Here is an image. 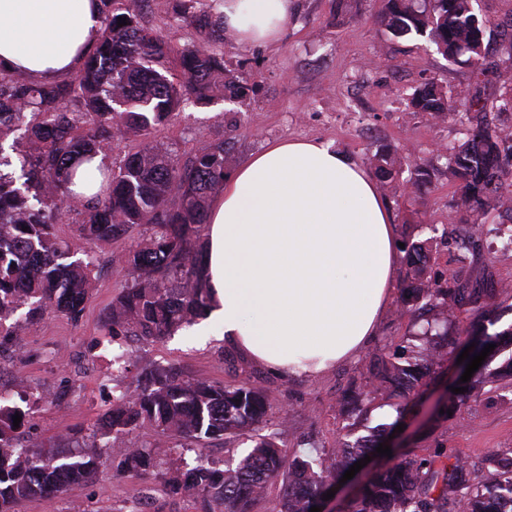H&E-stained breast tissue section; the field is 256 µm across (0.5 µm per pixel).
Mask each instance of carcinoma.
Here are the masks:
<instances>
[{
	"label": "carcinoma",
	"instance_id": "obj_1",
	"mask_svg": "<svg viewBox=\"0 0 512 512\" xmlns=\"http://www.w3.org/2000/svg\"><path fill=\"white\" fill-rule=\"evenodd\" d=\"M100 0L103 28L99 42L69 78L35 83L26 74L0 73V348L17 347L21 331L54 314L74 323L83 316L97 258L85 250L78 258L62 242L56 225L79 217V237L88 242L121 239L129 227L150 224L149 240L119 257L132 282L113 300L105 329L112 341L142 336L153 341L173 335L211 309L203 277V254L194 249L207 224L208 202L224 187V143L198 148L178 166L149 141L180 105L208 104L220 97L235 101L247 86L224 58L202 45L184 48L180 73L166 66L169 45L139 25L140 0ZM475 0H385L382 23L396 38L417 36L436 46L449 63L485 76L488 20L477 14ZM221 0H179L177 15L197 26L210 40L224 39L219 18ZM126 25L118 26V18ZM415 112L432 119L466 117L465 140L448 148V178L458 183L460 203L486 223L494 210H504L508 223L496 227L512 240V131L484 121L492 111H512V89L489 97L480 88L453 91L431 78L409 100ZM143 140L118 171L100 169L103 182L91 201L70 189L75 169L92 162L115 134ZM14 135L11 152L3 141ZM371 164L382 176L397 174L395 161L375 153ZM434 170L416 166L408 183L420 189L432 183ZM473 233L459 237L458 270L432 272V254L404 239L410 283L401 303L421 321L405 347L407 355L374 360L373 393L419 401L446 361V348L474 342L495 343L512 337V327L489 332L493 313L512 299L502 282L471 281L462 268L487 264L472 246ZM469 307L472 318L460 326L450 312ZM490 355L469 381L458 386V405L477 396L485 384L512 377V355L492 369ZM137 386L117 397L103 413L101 434L153 430L164 444L124 449L118 469L140 479L153 475L157 458L170 448L191 451L204 439L232 441L248 435L249 452L235 467L221 470L197 456L194 464L166 479L169 493L196 495L200 512H251L274 485H281L278 512H310L322 499L326 483L376 451L394 425L368 430L335 448L311 455L289 450L275 433L262 434L270 406L265 389L249 382L232 385L189 376L177 368H137ZM27 415L0 396V512H18L24 502L60 495L91 479L99 466L94 453L76 454L58 447L48 453L22 450L14 415ZM512 512V448L491 452L479 466L440 452L409 451L375 472L350 504V512Z\"/></svg>",
	"mask_w": 512,
	"mask_h": 512
}]
</instances>
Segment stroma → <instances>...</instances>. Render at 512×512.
I'll return each mask as SVG.
<instances>
[{"instance_id":"stroma-1","label":"stroma","mask_w":512,"mask_h":512,"mask_svg":"<svg viewBox=\"0 0 512 512\" xmlns=\"http://www.w3.org/2000/svg\"><path fill=\"white\" fill-rule=\"evenodd\" d=\"M175 7V0H143L139 23L164 35L178 51L202 37L196 27L178 20ZM477 8L490 22L486 37L492 59L507 57L512 40L499 36L497 27L512 21V0H478ZM383 9L384 0H297L282 41L265 46L213 44L212 52L223 55L247 84V96L186 106L151 134V142L169 150L181 165L201 144L223 142L230 172L269 144L288 139L332 143L364 166L373 154L385 151L395 158L399 173L395 179L379 180L378 186L399 234L419 241L449 222L465 228L470 216L459 207L458 187L447 176L434 179L420 193L405 192L410 166L443 167L434 144L451 146L462 139L457 125L412 112L406 99L428 78L461 88L472 74L448 64L424 39L394 38L379 21ZM151 233L149 225L140 224L121 240L95 245L98 264L79 322L45 316L27 336L24 356H16L11 348L0 352V389L30 391L35 401L33 414L21 428L23 444L45 450L60 445L66 436L89 434L113 397L135 389L134 373H112L98 348L107 340L104 311L131 281L117 258ZM411 326L399 301H392L377 336L357 361L313 379L285 380L247 360L225 343L215 324L202 341L181 331L162 341L129 336L124 343L142 365H169L215 382L248 381L267 389L265 432H279L289 448L303 443L329 448L352 423L347 393L365 385L372 356L394 353ZM398 419L405 425L403 444L421 455L439 448L477 464L494 449L512 448V399L500 396L492 383L465 409L450 415L418 406L401 417L393 402L378 398L362 417L369 427ZM153 438L144 428L107 438L98 450L104 463L92 480L62 495L25 502L20 512H128L143 486L154 491L151 512H198L194 496H174L164 487L161 476L169 472V462H161L160 478L146 481L117 471L121 449Z\"/></svg>"}]
</instances>
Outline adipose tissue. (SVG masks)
<instances>
[{"label": "adipose tissue", "mask_w": 512, "mask_h": 512, "mask_svg": "<svg viewBox=\"0 0 512 512\" xmlns=\"http://www.w3.org/2000/svg\"><path fill=\"white\" fill-rule=\"evenodd\" d=\"M294 0H224V36L278 42ZM99 0H0V71L37 82L96 45ZM211 316L248 359L317 376L358 355L395 291L402 252L376 180L331 144L290 140L251 155L208 213Z\"/></svg>", "instance_id": "adipose-tissue-1"}]
</instances>
